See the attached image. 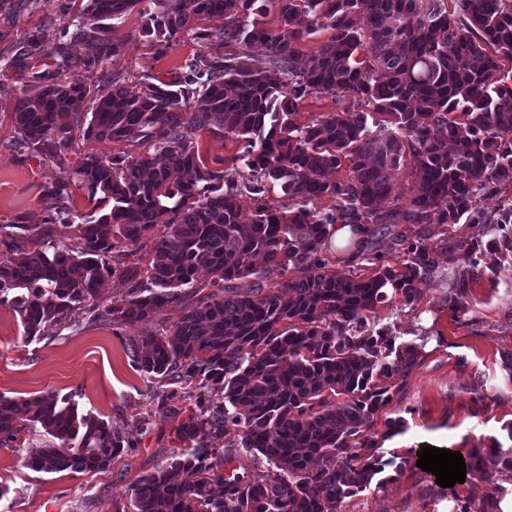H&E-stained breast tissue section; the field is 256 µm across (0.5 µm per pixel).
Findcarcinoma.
<instances>
[{"instance_id": "obj_1", "label": "carcinoma", "mask_w": 512, "mask_h": 512, "mask_svg": "<svg viewBox=\"0 0 512 512\" xmlns=\"http://www.w3.org/2000/svg\"><path fill=\"white\" fill-rule=\"evenodd\" d=\"M73 20L60 31L39 28L16 43L9 66L36 62L35 84L14 106L20 148L55 161L60 175L49 193L64 202L87 191L94 209L73 224L65 206L47 223L76 228L75 236L42 225L15 228L39 237L27 250L9 238L0 259V298L18 314L26 341L48 324L85 318L112 326L181 311L158 334L129 339L138 371L158 398L192 407L178 430L187 447L143 475L129 505L116 512H343L345 499L370 486L383 489L405 458H384L370 432L374 415L391 401L418 363L420 350L400 342L377 306L395 297L412 305L415 283L439 271L426 244L427 224H512V203L495 215L478 209L488 191L512 189V0H152L144 35L166 49L183 31L197 43L236 51L188 60L170 81L145 78L137 92L117 82L94 89L85 79L120 55L112 20L142 0H70ZM273 15L272 25L265 21ZM224 18L219 29L195 20ZM331 31L302 70L300 43ZM88 41L95 52L67 57L61 38ZM264 51V66L252 51ZM511 67H506V64ZM332 94L344 104L308 123L293 119L298 102ZM358 100L373 111H352ZM86 140L139 137L142 154H86L66 166L74 132ZM186 134L172 140L169 132ZM207 130L248 141L246 179L208 167L194 141ZM410 161L419 180L408 206L396 209L390 172ZM347 176L333 178L343 164ZM288 196L282 209L265 198ZM256 198L249 222L239 198ZM333 201L317 209L316 201ZM109 210L101 215L102 206ZM335 224L377 225L405 262L391 266L376 250L364 260L372 274L339 277L320 257ZM417 224L419 231H398ZM154 235L151 260L125 259L118 244ZM472 265L485 250L512 252L503 235L458 245ZM296 272L273 289L239 292L229 286L254 273ZM215 290L200 296L197 273ZM130 284L120 297L102 296L106 277ZM469 270L454 271L448 306L471 311ZM179 385L166 391L161 382ZM336 405H329L335 397ZM236 426L237 444L224 446ZM502 439L476 448L466 473L487 482L512 470V424ZM42 440L24 456L37 473L104 471L124 448L112 422L84 412L75 395L54 391L31 399L0 394V445L20 432ZM255 450L251 465L242 452ZM238 466H232V463ZM279 471L271 478L267 469ZM506 493L458 500L456 512H503Z\"/></svg>"}]
</instances>
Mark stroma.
Masks as SVG:
<instances>
[{
  "label": "stroma",
  "instance_id": "obj_1",
  "mask_svg": "<svg viewBox=\"0 0 512 512\" xmlns=\"http://www.w3.org/2000/svg\"><path fill=\"white\" fill-rule=\"evenodd\" d=\"M68 5V0H30L20 12H1L0 53L9 54L12 42L37 28L71 20ZM153 9L151 0H141L115 20L121 54L94 75L96 85L117 80L135 91L146 77L171 80L186 59L203 55L186 33L163 52L140 37ZM30 82L29 69L0 66V225L41 223L52 204L47 190L60 174L55 162L31 158L13 146L11 112ZM197 143L209 167L233 176L243 171V140L201 130ZM479 271L465 321L452 317L449 285L437 276L420 281L415 305L379 308L401 340L423 345L419 364L375 417L377 433L384 432L385 419L405 421L403 433L383 441L385 455L411 459L428 444L466 456L502 437L503 425L512 423V379L500 366L502 355L512 353V256L489 255ZM179 315L168 307L153 319L120 329L86 320L67 328L49 325L43 339L28 342L18 315L0 305V393L20 399L49 390L77 394L81 408L116 422L131 442L109 469L97 473H35L23 465L24 450L0 447V486L9 489L0 498V512H114L140 476L168 462L181 445L177 429L183 417L158 405L132 363L127 340L171 326ZM490 487L474 473L449 493L409 465L386 488L346 499L343 510L451 512L456 498H478Z\"/></svg>",
  "mask_w": 512,
  "mask_h": 512
}]
</instances>
